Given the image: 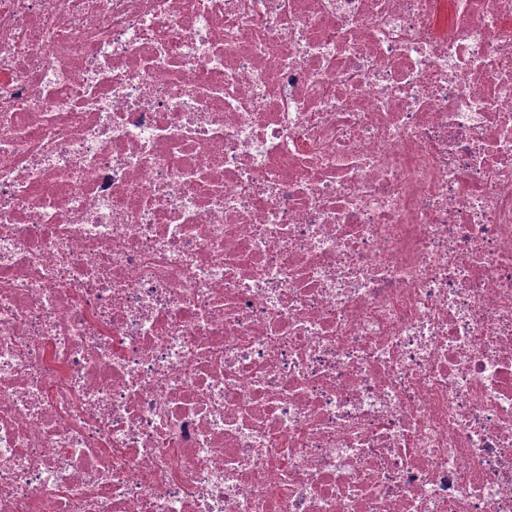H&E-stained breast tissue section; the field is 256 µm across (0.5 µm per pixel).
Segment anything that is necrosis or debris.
I'll return each mask as SVG.
<instances>
[{
	"mask_svg": "<svg viewBox=\"0 0 512 512\" xmlns=\"http://www.w3.org/2000/svg\"><path fill=\"white\" fill-rule=\"evenodd\" d=\"M0 0V512H512V0Z\"/></svg>",
	"mask_w": 512,
	"mask_h": 512,
	"instance_id": "1",
	"label": "necrosis or debris"
}]
</instances>
